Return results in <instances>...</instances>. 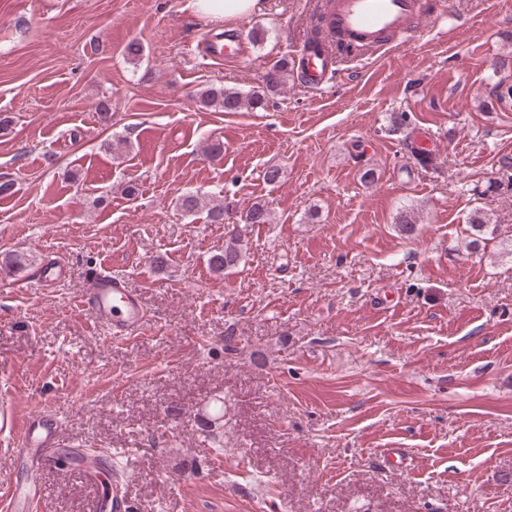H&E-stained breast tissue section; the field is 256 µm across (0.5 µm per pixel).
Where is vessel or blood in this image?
I'll use <instances>...</instances> for the list:
<instances>
[{
	"label": "vessel or blood",
	"instance_id": "obj_1",
	"mask_svg": "<svg viewBox=\"0 0 512 512\" xmlns=\"http://www.w3.org/2000/svg\"><path fill=\"white\" fill-rule=\"evenodd\" d=\"M429 21L419 0H330L326 6V26L338 42L357 51L376 54L407 45L410 38L424 31ZM209 57L241 61L248 58V43L240 31L225 34L223 40L207 44ZM306 87L319 90L336 73L337 62L323 48H301L295 61ZM66 274V264L59 258L44 259L29 278L19 280V287L30 284L53 286ZM81 305L94 323L106 329L109 339L120 340L142 329L147 314L140 295L128 288L122 278L107 268L92 275L82 295ZM24 446L21 460L37 468L59 466L77 455L75 445L66 442L57 420L40 412L24 421ZM42 500L38 485L9 483L0 495V512H38Z\"/></svg>",
	"mask_w": 512,
	"mask_h": 512
}]
</instances>
